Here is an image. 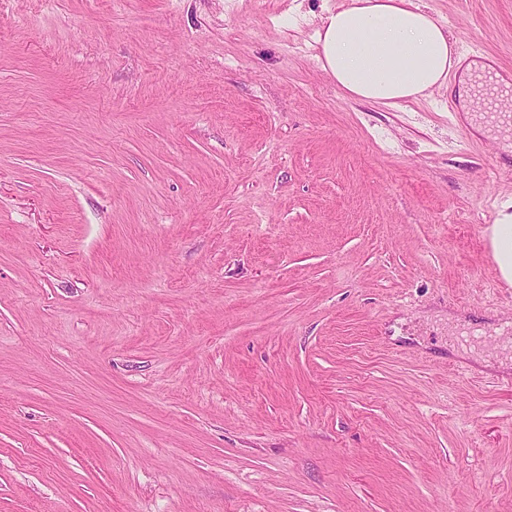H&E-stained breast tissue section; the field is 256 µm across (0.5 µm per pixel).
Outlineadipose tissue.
<instances>
[{
	"instance_id": "obj_1",
	"label": "adipose tissue",
	"mask_w": 512,
	"mask_h": 512,
	"mask_svg": "<svg viewBox=\"0 0 512 512\" xmlns=\"http://www.w3.org/2000/svg\"><path fill=\"white\" fill-rule=\"evenodd\" d=\"M316 42L321 68L357 100L397 106L453 78L459 110H468L473 65L417 0H343L323 16ZM489 239L499 273L511 284L512 198L499 205Z\"/></svg>"
}]
</instances>
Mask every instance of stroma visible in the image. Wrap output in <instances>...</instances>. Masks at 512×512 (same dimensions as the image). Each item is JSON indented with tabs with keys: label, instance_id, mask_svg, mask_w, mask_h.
Segmentation results:
<instances>
[{
	"label": "stroma",
	"instance_id": "stroma-1",
	"mask_svg": "<svg viewBox=\"0 0 512 512\" xmlns=\"http://www.w3.org/2000/svg\"><path fill=\"white\" fill-rule=\"evenodd\" d=\"M341 2L0 0V512H512V153L339 88ZM490 246L501 277L512 283V198L501 202L490 227Z\"/></svg>",
	"mask_w": 512,
	"mask_h": 512
}]
</instances>
